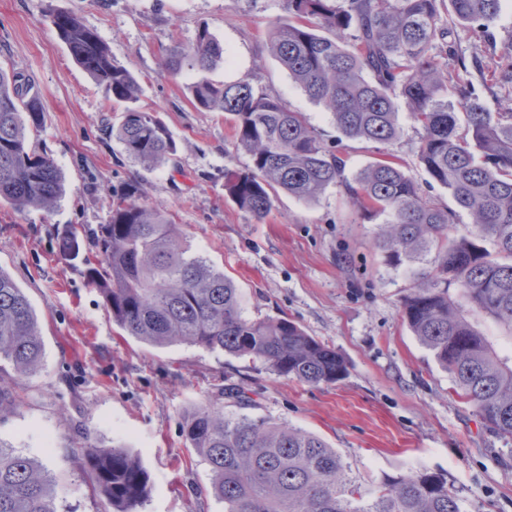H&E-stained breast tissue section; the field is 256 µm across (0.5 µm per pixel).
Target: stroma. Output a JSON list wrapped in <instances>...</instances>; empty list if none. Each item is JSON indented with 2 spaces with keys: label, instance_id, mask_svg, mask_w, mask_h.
<instances>
[{
  "label": "stroma",
  "instance_id": "stroma-1",
  "mask_svg": "<svg viewBox=\"0 0 512 512\" xmlns=\"http://www.w3.org/2000/svg\"><path fill=\"white\" fill-rule=\"evenodd\" d=\"M68 12L108 44L141 86L139 104L166 124L178 145L175 166L148 169L104 130L111 111L102 86L74 61L49 12ZM286 0H0V65L34 75L45 121L31 139L52 154L65 193L51 212L0 204V269L23 289L41 324L39 367L0 377L19 404L0 417V443L43 464L56 482L57 512H110L91 495L80 448L93 442L135 455L150 479L138 512H224L209 492L211 473L182 432L184 419L229 383L252 399L251 416L323 438L363 486L384 474L426 469L447 474L465 512H512V438L487 430L472 405L411 333L402 299L422 270L388 263L376 245L380 219L353 220L343 187L319 201L278 194L254 220L224 193V174L243 168L220 112L195 111L187 88L199 74L171 80L172 43H192L208 27L224 48L216 81L250 79L305 112L328 144L340 142L330 115L295 84L268 49L269 22L287 17ZM466 80L494 112L512 106V73L498 67L512 43V0H502L489 32L454 37ZM401 135L389 148L423 195L451 205L416 155L421 128L400 110ZM344 142V141H341ZM348 172L375 157L372 144L344 142ZM138 183L167 210L190 254L206 257L238 284L245 317H288L349 360L341 382L309 385L245 358L193 345L156 348L112 319L82 261L57 252L70 224H103L112 192Z\"/></svg>",
  "mask_w": 512,
  "mask_h": 512
}]
</instances>
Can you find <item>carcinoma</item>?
Segmentation results:
<instances>
[{"instance_id": "obj_1", "label": "carcinoma", "mask_w": 512, "mask_h": 512, "mask_svg": "<svg viewBox=\"0 0 512 512\" xmlns=\"http://www.w3.org/2000/svg\"><path fill=\"white\" fill-rule=\"evenodd\" d=\"M288 20L270 29V52L289 77L330 113L349 140L375 145L378 155L354 179L347 160L326 145L305 113L248 80L188 86L200 112L221 111L232 122L236 150L248 162L224 187L257 221L280 191L314 202L344 186L352 210L387 215L376 236L399 265L435 247L434 267L403 298V318L419 343L448 372L451 390L475 407L493 433L512 437V355H501L471 320L473 310L512 332V110L491 111L471 84L443 71L436 57L452 54L450 15L462 28L487 31L501 0H287ZM75 62L114 103L119 121L106 128L126 155L145 167L175 163L177 143L153 112L137 106L138 79L79 19L51 14ZM224 49L208 28L190 46L169 47L163 62L173 78L184 69L212 71ZM33 78L0 67V203L51 210L65 191L54 158L28 133L45 109ZM459 101L465 128L451 97ZM405 107L423 133L417 156L430 178L448 189L454 206L423 196L387 146ZM467 231L450 235L459 213ZM491 242L487 248L485 242ZM66 260L82 258L89 283L115 323L152 346L189 344L247 357L274 374L311 385L342 381L347 358L293 320H250L234 280L200 255L188 254L166 210L142 198L136 185L112 192L108 222L70 227L58 239ZM43 343L30 300L0 268V360L16 375L33 372ZM241 409L252 399L240 386L222 388L182 426L186 441L211 472V494L224 512H463L460 491L443 473L385 474L369 488L350 475L341 454L318 435L265 418L224 415L223 400ZM92 489L112 512H137L148 488L139 460L127 449L87 443ZM0 512H55V485L39 463L0 443Z\"/></svg>"}]
</instances>
